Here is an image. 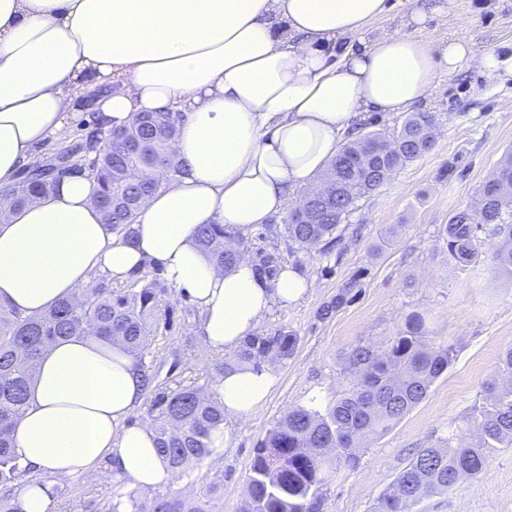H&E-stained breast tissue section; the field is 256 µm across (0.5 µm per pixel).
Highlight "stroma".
Returning <instances> with one entry per match:
<instances>
[{
  "instance_id": "35a3bbf8",
  "label": "stroma",
  "mask_w": 512,
  "mask_h": 512,
  "mask_svg": "<svg viewBox=\"0 0 512 512\" xmlns=\"http://www.w3.org/2000/svg\"><path fill=\"white\" fill-rule=\"evenodd\" d=\"M386 12L366 31L373 41L404 30L410 11L424 13V38L436 44L462 33L474 53L512 49V0H387ZM458 17L462 29L449 26ZM63 133L37 146L42 159L95 130L84 104ZM418 111L432 113L433 148L397 170L363 198L343 223L328 250L290 252L280 245V262L314 280L305 298L273 303L259 332L286 329L296 338L294 352L280 363L276 387L252 420L226 421L223 454L205 460L192 478H178L167 494L209 495L215 512H240L253 451L289 407H322L348 385V357L359 346H385L414 312L425 315L430 336L452 345L454 359L425 399L386 435L358 449L356 467L330 474L318 512H371L376 498L393 483L418 449L449 436L466 438L465 418L483 399V385L501 353L512 346V278L503 276L483 246L469 264L453 260L441 230L455 213L472 208L477 192L507 152H512V77H491L472 67L455 73L439 69ZM351 300L328 317L323 306L344 286ZM170 328L153 346L155 384L202 378L218 361L192 330L199 312L188 298L169 302ZM145 491L115 477L92 483L77 477L56 486L51 512H98L113 491ZM421 512H512V447L493 449L484 474L459 481L425 498Z\"/></svg>"
}]
</instances>
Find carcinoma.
Listing matches in <instances>:
<instances>
[{"label":"carcinoma","mask_w":512,"mask_h":512,"mask_svg":"<svg viewBox=\"0 0 512 512\" xmlns=\"http://www.w3.org/2000/svg\"><path fill=\"white\" fill-rule=\"evenodd\" d=\"M182 114L144 112L122 129L107 133L103 146L91 140L84 150L94 154L88 177L96 184L95 198L104 221L126 240L143 199L155 193L157 181L133 179L137 171L160 163L172 175L175 144ZM434 116L415 112L393 133L370 131L345 145L322 176L342 180L348 192L322 203L321 213L289 211L282 226L270 231L272 251L259 260L262 277L274 276L278 241L298 252H309L337 238L339 227L356 203L382 187L392 174L432 148ZM54 179L27 177L0 189V203L12 208L45 194ZM477 211L454 214L443 226L448 254L458 263H470L479 254L482 239L494 247L497 268L512 277V157L506 156L478 191ZM485 233L480 237L479 233ZM249 229L202 224L194 234L197 247L219 267L232 268L246 249ZM167 288L156 280L133 281L120 287L101 281L90 288L85 301L63 299L49 311L28 316L0 304V483L33 479L13 444L12 433L27 406L29 387L42 351L58 339L98 336L124 347L138 363L146 385H151L155 338L167 324ZM296 337L280 328L248 336L235 352L213 367L207 383L188 378L158 392L147 407V419L156 430L159 454L171 470L190 478L195 468L212 456L211 432L224 424V403L216 387L224 371L242 364L260 368L282 362L293 353ZM452 346L428 336L425 316H408L405 329L384 348L359 347L349 356L353 380L323 409L295 406L277 422L254 450L244 512H317L327 475L341 464L357 461L364 439L388 433L426 397L432 384L447 370ZM470 442L454 441L442 447L421 448L397 474L391 491L377 497L372 512H417L430 495L442 493L461 477L474 478L486 467L489 452L512 446V347L499 360L497 373L484 384V402L468 419ZM213 512L202 497L157 493L144 501L117 493L101 512Z\"/></svg>","instance_id":"carcinoma-1"}]
</instances>
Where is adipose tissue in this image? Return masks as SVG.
I'll return each mask as SVG.
<instances>
[{"instance_id": "obj_1", "label": "adipose tissue", "mask_w": 512, "mask_h": 512, "mask_svg": "<svg viewBox=\"0 0 512 512\" xmlns=\"http://www.w3.org/2000/svg\"><path fill=\"white\" fill-rule=\"evenodd\" d=\"M386 9V0H0V187L37 165L35 146L73 119L79 97L91 96L106 131L141 112L184 115L181 171H148L161 187L132 242L104 224L79 171L0 217V303L41 314L153 263L199 309L203 343L221 352L238 348L273 303L310 294L313 280L288 264L270 280L246 256L220 268L196 230L267 223L330 166L362 113L426 99L440 63L512 76V53L475 54L462 36L440 52L405 31L365 41ZM275 384L272 365L225 372V418H253ZM145 394L122 346L94 336L52 344L13 435L44 474L20 490L22 512H49L55 484L80 476L109 473L145 490L172 483L153 429L128 421Z\"/></svg>"}]
</instances>
